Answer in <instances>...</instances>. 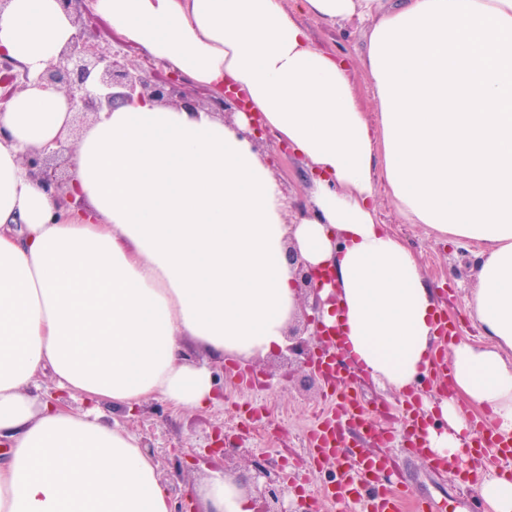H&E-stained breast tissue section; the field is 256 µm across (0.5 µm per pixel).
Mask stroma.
Returning <instances> with one entry per match:
<instances>
[{"mask_svg":"<svg viewBox=\"0 0 512 512\" xmlns=\"http://www.w3.org/2000/svg\"><path fill=\"white\" fill-rule=\"evenodd\" d=\"M306 25L316 46L348 61L362 105L367 111H375L367 93L368 76L363 64L370 21L354 17L335 25L310 19ZM255 149L288 197L290 221H297L309 204L313 177L310 167L269 131L262 133ZM376 208L379 223L402 238L416 254L425 282L447 310L449 321L458 325L459 338L480 341L479 330L465 306L475 286L476 250L464 249L425 225L403 222L385 194H378ZM251 367L264 376L265 389L227 376L220 380L222 394L217 405L175 412L165 401L155 399L134 412H117L116 418L123 427L142 437L145 446L154 448L160 473L173 496L183 497L188 488L201 485L222 467L245 471L246 461L238 455L224 465L195 461V451L209 443L218 426L225 437L241 440L254 455L276 461L287 458L292 488L289 502H296L295 490L301 487L316 496L317 512H342L340 501L318 498L321 490L334 488L339 481L335 462L315 466L314 453L307 445L315 422L330 405V388L324 384L305 388L297 382L284 385L280 380L283 361L273 353L256 358ZM346 383L364 404L370 421H377V410L382 405H390L398 412L404 409L401 397L382 390L370 377L353 374L347 376ZM399 466L415 496L451 502L468 498L466 488L430 469L422 453L402 455Z\"/></svg>","mask_w":512,"mask_h":512,"instance_id":"obj_1","label":"stroma"}]
</instances>
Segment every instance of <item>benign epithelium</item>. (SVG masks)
<instances>
[{
    "mask_svg": "<svg viewBox=\"0 0 512 512\" xmlns=\"http://www.w3.org/2000/svg\"><path fill=\"white\" fill-rule=\"evenodd\" d=\"M62 9L73 16L75 32L61 50L46 64L39 81L56 89L65 97L73 117L98 114L124 104L152 102L191 112L205 109V104L186 90L183 77L178 74L157 76L165 63L149 59L140 64L128 59L127 55L108 43H89L87 26L83 15L89 13L86 0H59ZM0 68L9 73V90L0 96V113L4 112L16 93L29 86L27 70L16 69V63L0 46ZM212 113L224 116V111L237 107L245 109L243 100L232 99L224 93H214L210 100ZM75 152V142L59 141L51 151L25 153L22 164L30 176L50 192L59 207L81 206L70 188L71 180L62 177L57 158L62 152ZM288 263L293 268L297 288L300 292V314L305 317L301 328L290 327L286 334L285 360L288 361V380L301 372L300 383L312 386L320 371L316 358L331 354L332 347L321 340L325 327L316 313L319 309L318 292L326 279L314 268L302 261L294 247H289ZM254 471L252 483L247 486L250 500L257 512H288L285 497L288 493V478L277 471L271 461L265 458L251 460Z\"/></svg>",
    "mask_w": 512,
    "mask_h": 512,
    "instance_id": "obj_1",
    "label": "benign epithelium"
}]
</instances>
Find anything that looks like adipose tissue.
<instances>
[{
	"instance_id": "1",
	"label": "adipose tissue",
	"mask_w": 512,
	"mask_h": 512,
	"mask_svg": "<svg viewBox=\"0 0 512 512\" xmlns=\"http://www.w3.org/2000/svg\"><path fill=\"white\" fill-rule=\"evenodd\" d=\"M124 42L195 83L233 85L237 127L151 102L100 113L72 159L82 209H58L22 165L71 136L64 96L17 93L0 113V512H174L141 438L106 411L150 399L217 402L214 365L285 344L299 311L286 251L331 266L323 322L345 357L404 396L432 365L436 297L415 253L377 221L385 184L410 224L479 246L466 306L482 342L449 346L452 391L425 403L433 454L465 465L471 416L512 434V0H95ZM372 19L364 66L375 113L345 60L296 13ZM74 32L58 0H10L0 45L30 74ZM273 130L317 177L289 202L238 129ZM206 354L190 361L186 341ZM92 410L34 395L38 377ZM205 512H252L233 476L195 490Z\"/></svg>"
}]
</instances>
